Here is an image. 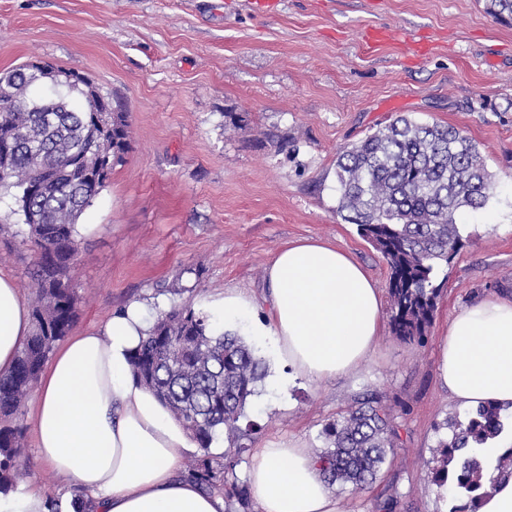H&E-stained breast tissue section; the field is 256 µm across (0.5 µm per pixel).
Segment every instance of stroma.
Masks as SVG:
<instances>
[{"label": "stroma", "instance_id": "stroma-1", "mask_svg": "<svg viewBox=\"0 0 512 512\" xmlns=\"http://www.w3.org/2000/svg\"><path fill=\"white\" fill-rule=\"evenodd\" d=\"M43 60L89 77L128 115L129 149L78 219L72 335L99 332L133 302L152 316L235 290L251 312L225 320L267 372L227 451L226 484L244 485L255 448L318 453L326 423L365 391L385 394L399 446L361 491L333 487L344 512H442L427 480L445 423L465 418L438 379L453 313L512 293V24L481 0H0V73ZM451 125L478 143L494 192L456 216L470 245L447 269L420 341L383 324L373 356L342 377L280 387L264 316L266 268L290 243L350 253L378 288L381 255L338 211L336 158L400 114ZM12 192H0V270L34 303L37 257ZM27 473L19 489L58 500L67 486L38 457L34 402L23 407Z\"/></svg>", "mask_w": 512, "mask_h": 512}]
</instances>
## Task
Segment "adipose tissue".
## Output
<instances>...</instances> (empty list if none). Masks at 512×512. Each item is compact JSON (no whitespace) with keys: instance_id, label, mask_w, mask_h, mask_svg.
<instances>
[{"instance_id":"obj_1","label":"adipose tissue","mask_w":512,"mask_h":512,"mask_svg":"<svg viewBox=\"0 0 512 512\" xmlns=\"http://www.w3.org/2000/svg\"><path fill=\"white\" fill-rule=\"evenodd\" d=\"M269 308L258 335L271 337L291 374L343 375L370 358L382 327V291L350 254L321 241L289 244L267 269ZM152 327L133 303L103 331L65 341L37 385L35 445L95 512H225L222 494L181 475L193 443L133 376L131 355ZM31 329L13 278L0 271V375ZM438 377L462 405L512 403V299L460 308L438 344ZM259 512H341L318 460L299 445L256 449L248 472Z\"/></svg>"}]
</instances>
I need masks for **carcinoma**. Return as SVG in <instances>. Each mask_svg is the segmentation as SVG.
<instances>
[{"instance_id": "1", "label": "carcinoma", "mask_w": 512, "mask_h": 512, "mask_svg": "<svg viewBox=\"0 0 512 512\" xmlns=\"http://www.w3.org/2000/svg\"><path fill=\"white\" fill-rule=\"evenodd\" d=\"M484 9L512 22V0H485ZM30 63L0 73V188L18 191L25 234L37 254L36 304L31 334L12 371L0 376V490L15 487L22 445L24 401L59 342L77 318L79 297L71 268L74 226L129 147L127 114L88 112L83 89L45 87ZM338 211L390 270V325L413 341L431 327L442 287L438 271L470 243L455 215L485 207L493 192L476 142L452 127L398 116L336 160ZM135 379L158 398L204 455L186 469L206 491L220 490L248 512L246 488L225 490L224 464L210 455L215 436L229 445L241 437L240 419L265 370L238 335L190 302L162 313L133 352ZM507 407L487 402L466 421L448 424L452 436L437 448L430 482L448 493V512H477L484 493L475 448L505 428ZM323 434L318 454L326 481L352 490L373 483L399 434L392 407L376 393L357 398Z\"/></svg>"}]
</instances>
